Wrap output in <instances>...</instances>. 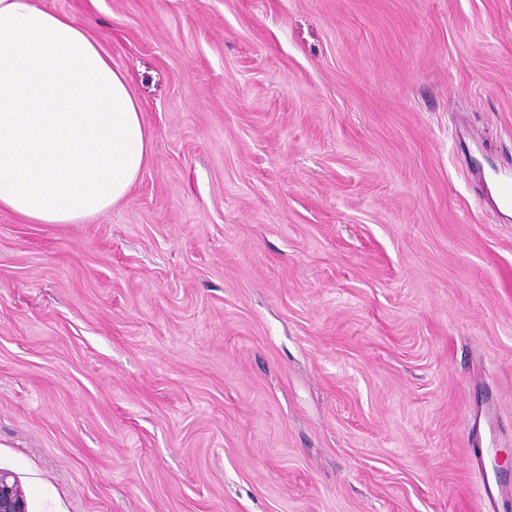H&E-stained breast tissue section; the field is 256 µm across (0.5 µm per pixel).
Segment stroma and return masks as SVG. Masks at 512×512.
<instances>
[{"label": "stroma", "instance_id": "35a3bbf8", "mask_svg": "<svg viewBox=\"0 0 512 512\" xmlns=\"http://www.w3.org/2000/svg\"><path fill=\"white\" fill-rule=\"evenodd\" d=\"M153 136L82 224L0 212L29 512H512V0H36Z\"/></svg>", "mask_w": 512, "mask_h": 512}]
</instances>
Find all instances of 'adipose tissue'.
Masks as SVG:
<instances>
[{"label":"adipose tissue","mask_w":512,"mask_h":512,"mask_svg":"<svg viewBox=\"0 0 512 512\" xmlns=\"http://www.w3.org/2000/svg\"><path fill=\"white\" fill-rule=\"evenodd\" d=\"M151 154L126 71L69 16L0 0V211L83 223L129 193Z\"/></svg>","instance_id":"ef3b65f1"}]
</instances>
